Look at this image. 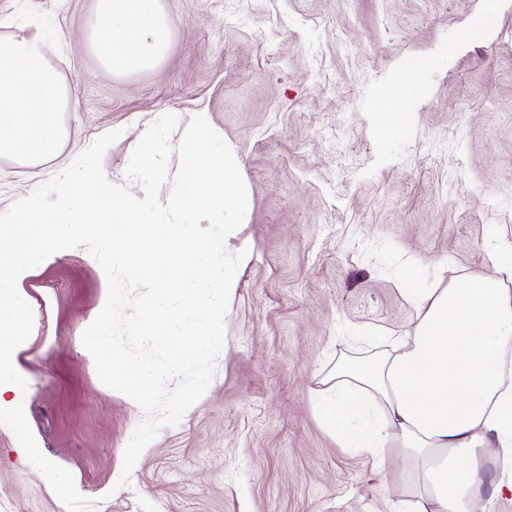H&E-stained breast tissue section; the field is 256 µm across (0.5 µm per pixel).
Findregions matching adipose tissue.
Wrapping results in <instances>:
<instances>
[{
    "label": "adipose tissue",
    "instance_id": "adipose-tissue-1",
    "mask_svg": "<svg viewBox=\"0 0 512 512\" xmlns=\"http://www.w3.org/2000/svg\"><path fill=\"white\" fill-rule=\"evenodd\" d=\"M45 23L0 46V156L35 162L60 143L71 90L44 52ZM86 44L109 75L158 67L171 31L161 0H95ZM488 272L401 292L415 309L387 350L339 361L318 383L323 425L376 462L400 458L410 491L391 512H495L512 502V239L494 237Z\"/></svg>",
    "mask_w": 512,
    "mask_h": 512
}]
</instances>
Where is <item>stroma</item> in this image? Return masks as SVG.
Returning a JSON list of instances; mask_svg holds the SVG:
<instances>
[{
    "label": "stroma",
    "instance_id": "stroma-1",
    "mask_svg": "<svg viewBox=\"0 0 512 512\" xmlns=\"http://www.w3.org/2000/svg\"><path fill=\"white\" fill-rule=\"evenodd\" d=\"M94 0H0L4 14L53 19L46 57L70 86L58 152L35 164L0 157V212L116 130L103 167L125 171L144 131L178 116L179 144L205 116L232 149L248 194L230 252L247 251L203 397L144 449L128 484L123 453L141 409L105 387L81 342L107 281L81 247L18 280L33 310L13 355L42 453L74 476L95 512H387L403 497L397 464L377 469L319 421L312 391L370 341L348 329H404L415 311L398 289L405 262L448 287L485 267L512 232V0L482 25L484 0H162L166 59L105 74L82 31ZM428 64L383 123L388 91ZM8 512H67L0 425Z\"/></svg>",
    "mask_w": 512,
    "mask_h": 512
}]
</instances>
